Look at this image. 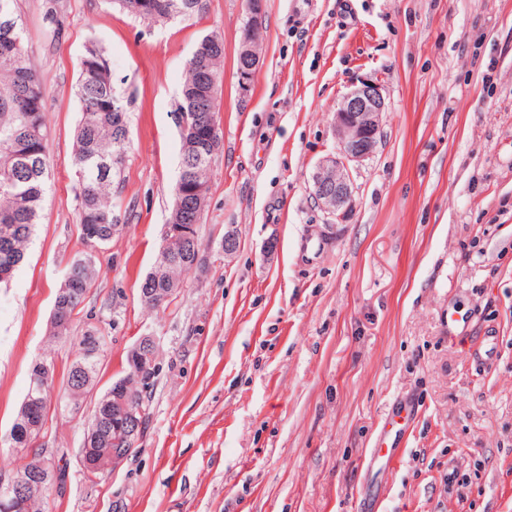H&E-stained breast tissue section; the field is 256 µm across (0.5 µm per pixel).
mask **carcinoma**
I'll use <instances>...</instances> for the list:
<instances>
[{"label":"carcinoma","instance_id":"obj_1","mask_svg":"<svg viewBox=\"0 0 512 512\" xmlns=\"http://www.w3.org/2000/svg\"><path fill=\"white\" fill-rule=\"evenodd\" d=\"M128 13L144 20L168 22L202 10V0H116ZM224 40L212 33L196 45L186 63L181 99L175 110L176 123L185 113L196 117L204 130L217 120L215 77L221 73ZM81 118L76 128L74 155L79 168L76 193L80 236L86 249L68 261L64 281L51 319L55 336L67 334L74 312L94 285L93 249L112 240L120 230L116 199L122 186V164L131 147L127 112L116 95L112 67L105 52L93 43L81 60L77 87ZM44 88L24 44V30L17 13V0H0V283L7 281L25 256L47 192V129L43 118ZM181 159L178 178L170 200L169 223L180 226L201 221L199 199L193 186H205L211 163L210 149L192 131L180 134ZM171 250L178 258L165 266L160 276L149 272L140 293L151 294L142 303L157 309L171 302L172 289L180 274L200 263L199 236L186 243L161 244L158 253ZM104 337L91 332L80 340V354L68 371L67 401L78 404L94 387L100 371ZM42 360L32 365L23 399L27 412L12 424L11 448H29L43 427L42 410L46 392ZM149 384L138 381L132 358L126 359L125 374L100 395L85 429L83 447L98 461L112 456V449L126 447L118 432V403L135 413L141 424L149 416Z\"/></svg>","mask_w":512,"mask_h":512}]
</instances>
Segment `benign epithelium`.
Returning a JSON list of instances; mask_svg holds the SVG:
<instances>
[{"label":"benign epithelium","mask_w":512,"mask_h":512,"mask_svg":"<svg viewBox=\"0 0 512 512\" xmlns=\"http://www.w3.org/2000/svg\"><path fill=\"white\" fill-rule=\"evenodd\" d=\"M249 14L238 54L237 74L241 88L249 87L261 60L255 46V34L263 29V0H247ZM385 98L381 87L364 82L351 89L334 115V131L338 149L334 155L323 158L312 176V195L318 206L338 221L346 220L354 197L351 169L370 158L381 139ZM52 459L41 464L38 480L11 476L0 478V508L6 512H19L25 507L27 496L52 479Z\"/></svg>","instance_id":"benign-epithelium-1"}]
</instances>
